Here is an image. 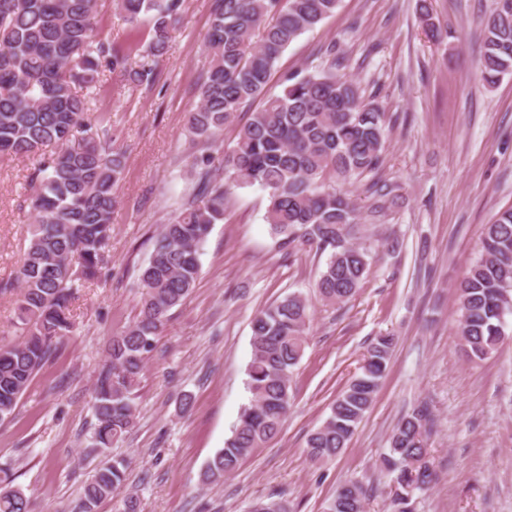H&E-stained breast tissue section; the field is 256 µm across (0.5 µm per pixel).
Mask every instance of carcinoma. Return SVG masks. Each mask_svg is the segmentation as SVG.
I'll return each instance as SVG.
<instances>
[{
  "mask_svg": "<svg viewBox=\"0 0 512 512\" xmlns=\"http://www.w3.org/2000/svg\"><path fill=\"white\" fill-rule=\"evenodd\" d=\"M339 0H216L206 37L211 64L200 86V104L188 113L192 141L207 146L248 103L260 109L224 151V174L201 165L194 192L161 228L138 276L139 313L109 344L110 364L93 389V440L107 450L132 429L138 387L147 354L170 311L187 298L200 273L202 245L224 220L229 185H257L267 193L266 223L285 256L329 252L316 283L325 306L352 298L367 276L370 251L353 240L361 218L346 187L371 176L366 187L369 216L398 203L397 187L378 177L384 163L386 115L366 101L332 58L320 73L284 76L279 95L266 86L283 52L303 33L331 16ZM132 26L150 16L138 57L99 37L98 0H0V157L34 162L30 204L35 223L27 230L19 279L15 327L21 341L0 339V422L8 419L29 386L71 332L78 289L94 281L108 262L116 189L122 179L120 153L112 148L110 119H88L79 89L95 86L108 71L134 85L151 84L170 51V30L180 24L183 0H114ZM481 80L496 85L512 74V0H495L481 21ZM83 136L72 141L75 132ZM56 147L48 154L45 148ZM482 257L458 289V333L471 357H491L506 339L512 315V207L485 225ZM308 300L288 294L258 311L251 321L249 403L224 447L203 471L215 483L234 473L255 449L281 432L293 398L291 377L305 349ZM395 336L371 340L359 373L338 394L323 424L309 434L306 456L333 460L346 447L372 406L386 376ZM433 425L428 406L418 405L395 428L382 466L391 476L392 512H416L434 473L426 436ZM126 481V465L114 460L98 468L74 502L76 512H96ZM357 483L340 487L328 512H365ZM0 512H31L30 500L0 490Z\"/></svg>",
  "mask_w": 512,
  "mask_h": 512,
  "instance_id": "cac0c4a2",
  "label": "carcinoma"
}]
</instances>
